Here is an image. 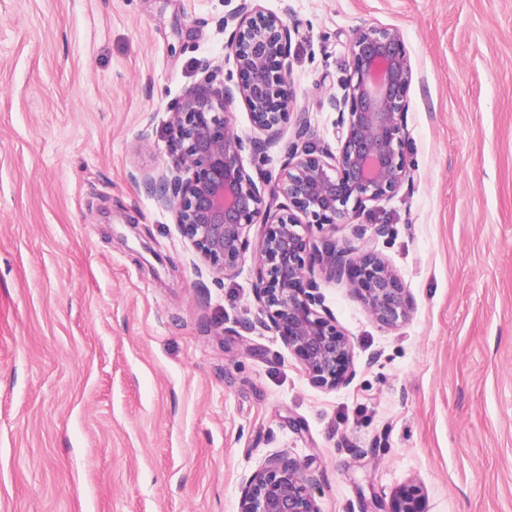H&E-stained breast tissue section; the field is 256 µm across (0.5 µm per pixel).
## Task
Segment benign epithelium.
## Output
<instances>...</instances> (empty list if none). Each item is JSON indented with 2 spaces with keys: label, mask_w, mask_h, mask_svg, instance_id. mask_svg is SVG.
<instances>
[{
  "label": "benign epithelium",
  "mask_w": 512,
  "mask_h": 512,
  "mask_svg": "<svg viewBox=\"0 0 512 512\" xmlns=\"http://www.w3.org/2000/svg\"><path fill=\"white\" fill-rule=\"evenodd\" d=\"M224 27L230 28L225 48L237 82L229 87L209 62L201 64L203 80L186 90L174 112L170 164L147 180L214 274L235 271L255 249L259 324L280 337L310 382L335 390L352 378L353 344L327 313L316 271L347 279L384 326H398L412 310L409 289L371 239L360 233L339 247L325 236L339 224L355 223L369 204L392 198L410 181L411 59L396 28L355 32L343 94L331 98L338 109L339 147L333 152L305 140V113L292 111L291 33L283 18L257 0H241ZM238 100L261 132L276 133L291 120L297 127L273 188L272 196L283 199L275 207L265 200L264 176L244 167L243 155H262L266 143L233 129L229 115ZM253 225L254 245L246 234ZM238 512H320L313 477L296 460L273 454L243 484ZM390 512L425 510L420 496L406 490Z\"/></svg>",
  "instance_id": "1"
}]
</instances>
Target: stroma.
<instances>
[{"instance_id":"obj_1","label":"stroma","mask_w":512,"mask_h":512,"mask_svg":"<svg viewBox=\"0 0 512 512\" xmlns=\"http://www.w3.org/2000/svg\"><path fill=\"white\" fill-rule=\"evenodd\" d=\"M239 4L0 0V512H238L278 453L320 512H512V0H260L330 149L355 31L413 65V181L362 219L413 309L318 276L353 343L333 391L257 325L254 258L212 275L137 178L201 61L235 83Z\"/></svg>"}]
</instances>
